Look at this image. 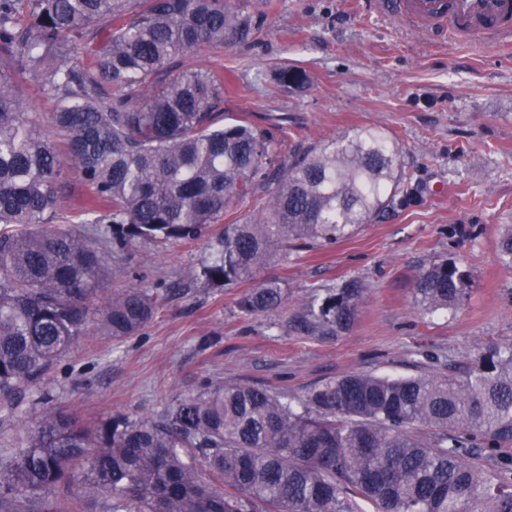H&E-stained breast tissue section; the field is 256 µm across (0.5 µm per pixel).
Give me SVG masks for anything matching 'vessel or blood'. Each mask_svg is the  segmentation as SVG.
<instances>
[{
    "label": "vessel or blood",
    "instance_id": "1",
    "mask_svg": "<svg viewBox=\"0 0 512 512\" xmlns=\"http://www.w3.org/2000/svg\"><path fill=\"white\" fill-rule=\"evenodd\" d=\"M375 10L400 14L416 27L444 25L495 47L512 46V0H372Z\"/></svg>",
    "mask_w": 512,
    "mask_h": 512
}]
</instances>
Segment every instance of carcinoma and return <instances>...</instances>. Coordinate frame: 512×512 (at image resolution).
<instances>
[{
  "instance_id": "cac0c4a2",
  "label": "carcinoma",
  "mask_w": 512,
  "mask_h": 512,
  "mask_svg": "<svg viewBox=\"0 0 512 512\" xmlns=\"http://www.w3.org/2000/svg\"><path fill=\"white\" fill-rule=\"evenodd\" d=\"M252 18L227 0H0V396L35 384L97 329L137 335L162 298L108 292L105 249L190 243L256 192L275 145L248 121L219 125L224 78L183 68L215 45L245 42ZM169 77L158 81L159 75ZM52 97L61 156L22 109L18 78ZM85 188L82 233L56 222L64 175ZM401 152L373 128L313 147L271 176L264 213L225 224L187 278L237 283L293 243L325 247L371 224L404 192ZM512 269V224L498 242ZM471 274L423 268L418 308L451 309ZM362 289L347 282L290 327L335 336ZM285 298L268 280L247 315ZM512 344L461 376L353 373L295 402L243 383H208L159 416L91 423L54 410L0 453V512H512ZM482 458V463L474 460Z\"/></svg>"
}]
</instances>
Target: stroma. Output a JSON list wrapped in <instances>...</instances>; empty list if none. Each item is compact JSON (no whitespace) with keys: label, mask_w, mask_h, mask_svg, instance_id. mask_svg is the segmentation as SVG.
<instances>
[{"label":"stroma","mask_w":512,"mask_h":512,"mask_svg":"<svg viewBox=\"0 0 512 512\" xmlns=\"http://www.w3.org/2000/svg\"><path fill=\"white\" fill-rule=\"evenodd\" d=\"M255 29L250 42L218 46L187 67L223 71L225 123L247 119L276 146L275 164L363 127L401 150L408 192L372 224L335 245L278 255L235 285L186 281L208 239L143 244L110 265L108 288L138 286L163 305L138 335L80 341L39 387L0 397V448L52 405L94 421L115 413L156 416L201 382L249 383L293 399L352 373L445 377L512 343V272L500 264V227L512 224V49L426 32L366 0H231ZM302 71L301 85L280 73ZM455 260L473 274L452 310L419 311L413 288L425 265ZM283 304L250 316L238 300L267 280ZM353 280L363 290L351 326L335 336L289 328L311 301Z\"/></svg>","instance_id":"35a3bbf8"}]
</instances>
